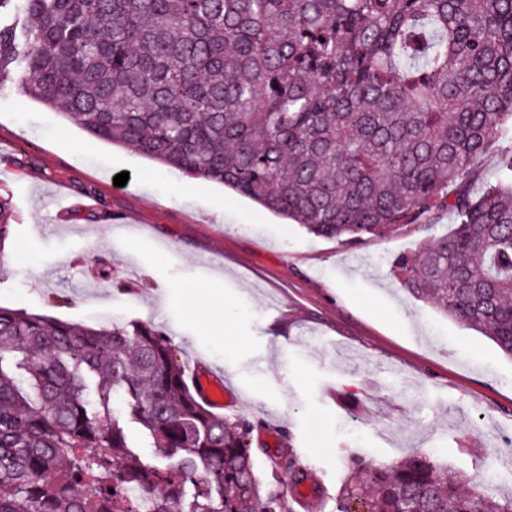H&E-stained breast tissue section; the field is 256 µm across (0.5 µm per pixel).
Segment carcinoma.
<instances>
[{"instance_id":"carcinoma-1","label":"carcinoma","mask_w":512,"mask_h":512,"mask_svg":"<svg viewBox=\"0 0 512 512\" xmlns=\"http://www.w3.org/2000/svg\"><path fill=\"white\" fill-rule=\"evenodd\" d=\"M90 137L210 180L336 241L455 215L406 292L512 357V0H0V90ZM151 322L0 307V512H292L262 492L250 425L187 382ZM155 448L133 451L114 416ZM366 512H512L421 450L356 460ZM510 144L507 142H498L489 150L473 167L472 173V187L478 189L486 181L494 180L497 167L499 154L502 149H505ZM114 406L118 412V415L121 419V421L124 423V425L126 426V428L128 429V431L130 432V437H131V441L132 443L138 447V448H134V450L141 456L143 457L144 459H147V460H152V461H155V462H158L156 459H155V451H154V448H150V444L148 443V441L143 437V435L139 432V430L137 429L136 425L133 424V423H130L128 420H127V416H126V413H125V410L123 408V405L116 401L114 402Z\"/></svg>"}]
</instances>
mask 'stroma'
Returning <instances> with one entry per match:
<instances>
[{
	"label": "stroma",
	"instance_id": "35a3bbf8",
	"mask_svg": "<svg viewBox=\"0 0 512 512\" xmlns=\"http://www.w3.org/2000/svg\"><path fill=\"white\" fill-rule=\"evenodd\" d=\"M1 201L12 232L0 244V306L153 322L177 360L223 381L224 415L254 424L267 489L294 495L290 473L270 466L284 452L320 482L314 512H336L355 458L395 464L417 448L512 495L485 437L512 435V360L413 300L392 267L450 233L454 215L340 244L93 139L16 90L0 97ZM195 293L223 302V319L194 315Z\"/></svg>",
	"mask_w": 512,
	"mask_h": 512
}]
</instances>
